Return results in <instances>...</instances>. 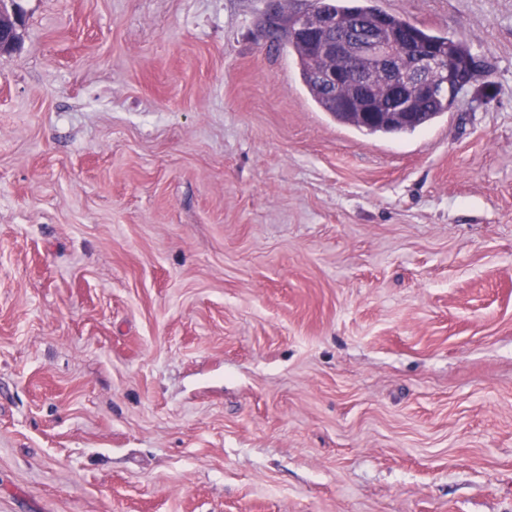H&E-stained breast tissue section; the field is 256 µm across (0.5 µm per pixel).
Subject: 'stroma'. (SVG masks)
<instances>
[{
	"label": "stroma",
	"instance_id": "obj_1",
	"mask_svg": "<svg viewBox=\"0 0 512 512\" xmlns=\"http://www.w3.org/2000/svg\"><path fill=\"white\" fill-rule=\"evenodd\" d=\"M484 69L313 101L265 0H19L0 512H512V0H373Z\"/></svg>",
	"mask_w": 512,
	"mask_h": 512
}]
</instances>
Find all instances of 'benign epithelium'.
<instances>
[{"mask_svg": "<svg viewBox=\"0 0 512 512\" xmlns=\"http://www.w3.org/2000/svg\"><path fill=\"white\" fill-rule=\"evenodd\" d=\"M6 0H0V53L15 50L20 42L23 21L19 12L5 7ZM266 15L272 24L263 27L261 36L274 40L285 30L303 36L312 53V72L318 84L331 88L345 82L349 84V102L363 108L351 116L370 125L400 123L412 124L417 121V106L446 95L448 103L455 102L458 94L474 79L478 66L472 62L459 77L445 79L438 84L434 74L442 71L446 60L441 50L423 46L407 35V53L402 63L392 55L391 42L385 39L387 21L380 14L369 30L351 28L338 23L336 17L327 12H296L286 15L280 10V0H268ZM338 57L353 59L359 63L358 70L346 74L323 67V64ZM383 77L386 88L400 93L403 103L397 112H377L378 103L370 101L368 88L375 76Z\"/></svg>", "mask_w": 512, "mask_h": 512, "instance_id": "1", "label": "benign epithelium"}]
</instances>
